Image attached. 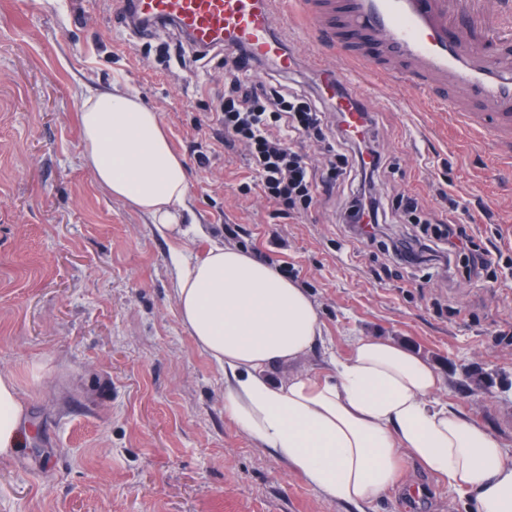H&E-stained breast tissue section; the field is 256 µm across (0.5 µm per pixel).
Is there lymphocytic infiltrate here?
I'll return each instance as SVG.
<instances>
[{
    "instance_id": "obj_1",
    "label": "lymphocytic infiltrate",
    "mask_w": 512,
    "mask_h": 512,
    "mask_svg": "<svg viewBox=\"0 0 512 512\" xmlns=\"http://www.w3.org/2000/svg\"><path fill=\"white\" fill-rule=\"evenodd\" d=\"M260 65V59L243 47L224 56V93L216 123L223 131L225 148L245 150L259 195L281 214L305 215L321 196L347 187L336 210L337 223L347 225L357 242H376L389 213L378 191L379 178L389 164L372 139L352 137L343 118L332 117V108L351 99L350 89L334 74L328 84L335 94L326 99L306 90H278L241 80V73ZM318 143L325 144L327 151L319 166L306 151L308 145ZM397 205L420 227L411 238L391 242L398 262L440 270L458 255L467 260V275H479L487 267L488 254L475 251L465 220L434 223L412 196L401 197Z\"/></svg>"
}]
</instances>
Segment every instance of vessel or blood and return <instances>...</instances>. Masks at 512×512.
<instances>
[{"label": "vessel or blood", "mask_w": 512, "mask_h": 512, "mask_svg": "<svg viewBox=\"0 0 512 512\" xmlns=\"http://www.w3.org/2000/svg\"><path fill=\"white\" fill-rule=\"evenodd\" d=\"M279 0H120L121 15L157 33L173 24L201 49L248 45L287 65L273 34ZM322 43L348 62L409 83L463 133L512 144V57L468 49L448 0H300Z\"/></svg>", "instance_id": "1"}]
</instances>
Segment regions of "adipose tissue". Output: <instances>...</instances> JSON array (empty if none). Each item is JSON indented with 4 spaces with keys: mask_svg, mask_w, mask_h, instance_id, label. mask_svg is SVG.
Segmentation results:
<instances>
[{
    "mask_svg": "<svg viewBox=\"0 0 512 512\" xmlns=\"http://www.w3.org/2000/svg\"><path fill=\"white\" fill-rule=\"evenodd\" d=\"M84 158L112 197L149 215L158 234L204 236L186 223L188 183L157 112L127 89L88 96ZM177 311L197 348L224 372V411L328 500L369 512L395 485L403 460L441 477L469 512H512V454L472 417L436 400V370L376 336L357 339L330 373L279 381L320 339L302 288L242 249L211 245L174 258ZM23 407L0 376V455L23 447Z\"/></svg>",
    "mask_w": 512,
    "mask_h": 512,
    "instance_id": "ef3b65f1",
    "label": "adipose tissue"
}]
</instances>
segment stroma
<instances>
[{
  "instance_id": "obj_1",
  "label": "stroma",
  "mask_w": 512,
  "mask_h": 512,
  "mask_svg": "<svg viewBox=\"0 0 512 512\" xmlns=\"http://www.w3.org/2000/svg\"><path fill=\"white\" fill-rule=\"evenodd\" d=\"M278 10L275 31L298 77H317V35L296 0ZM119 16L116 0L38 10L0 0V374L14 380L30 430L0 458V512H349L225 415L224 374L197 349L174 294V250L199 256L213 243L282 270L315 305L322 344L277 378L326 373L330 357L379 336L435 366L438 401L512 452V166L500 145H461L447 112L419 90L327 56L378 115L384 197L419 196L442 220L451 197L471 215L491 213L469 228L502 255L487 274L400 266L351 240L334 205L285 218L242 194L245 155L224 149L212 122L223 53L182 67L162 53L176 29L139 38ZM115 84L158 113L206 238H161L85 165L84 98ZM372 512L466 509L416 468Z\"/></svg>"
}]
</instances>
